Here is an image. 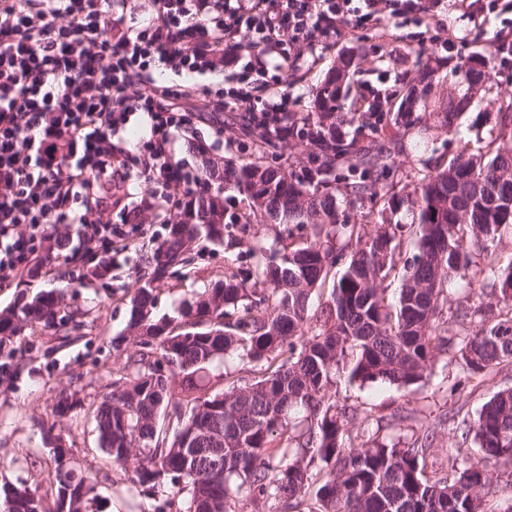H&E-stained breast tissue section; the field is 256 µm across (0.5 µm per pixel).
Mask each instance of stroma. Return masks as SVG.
Returning <instances> with one entry per match:
<instances>
[{"label": "stroma", "mask_w": 512, "mask_h": 512, "mask_svg": "<svg viewBox=\"0 0 512 512\" xmlns=\"http://www.w3.org/2000/svg\"><path fill=\"white\" fill-rule=\"evenodd\" d=\"M449 20L459 35L453 48H444L445 30L385 25L378 31L355 34H331L325 41L330 49L323 61L310 68L300 63L288 72L293 92L292 109L299 115L313 111L318 91L327 73L340 57L354 60L350 73L353 91L369 87L390 96L407 84L418 83L423 71L432 72L445 98L470 97L469 107L461 112L451 128L435 127L426 149L412 143L396 147L392 152L394 190L414 195L417 173L423 159H450L462 148L471 152L486 151L491 142L504 138L500 127L489 120L500 104L512 99V52L495 53L494 41L507 24L503 12L487 14L476 26L451 13ZM485 60V77L477 87H468L457 68L470 57ZM224 118V142L214 143L209 127L198 125L192 136L179 137L174 145L175 161L188 168L201 166L202 155L223 161L242 163L252 158L255 144L245 133L247 118L240 112H227ZM153 233L129 252L113 254L109 275L94 279L83 275L71 279L69 268L57 262L54 274L38 276L16 287L0 291V312L17 307L41 292L54 288L66 291L63 313L82 314L88 323L85 336L63 339L53 330L38 325L21 328L10 343L0 347V364L7 365L9 377L0 381V484L19 483L29 479L33 463L46 462L49 447L43 442L41 424L53 426L70 448L78 471L95 469L109 473V481L98 484L103 499L101 512H151L154 502L130 489L121 468L110 464L100 450L93 420V404L106 393L119 372L124 357L112 346L113 339L127 328L131 298L149 271L147 258L165 236L163 217L152 222ZM232 235H243L235 249L206 239L193 244V270L189 276L174 272L158 285L157 315L172 316L178 304L210 283L222 279L225 272L253 264V245L275 247V231L271 225L255 224L248 232L230 225ZM512 386V365H500L481 377L464 376L447 356H440L427 379L408 388L377 387L350 382L346 373H338L334 389L338 406L357 409L378 420V435L387 440L410 443L412 436L431 429L434 442L428 459L434 467L447 468L451 455L473 454V445L460 444L448 424L447 415L459 411L468 420H476L483 405L499 389ZM76 400L67 415H53L52 409L61 396ZM404 420L395 425L392 414Z\"/></svg>", "instance_id": "stroma-1"}]
</instances>
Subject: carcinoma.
<instances>
[{"label":"carcinoma","mask_w":512,"mask_h":512,"mask_svg":"<svg viewBox=\"0 0 512 512\" xmlns=\"http://www.w3.org/2000/svg\"><path fill=\"white\" fill-rule=\"evenodd\" d=\"M349 66L346 60L329 72L316 111L295 118L292 138L316 147L307 165L286 176L267 167L262 156L282 140L265 132L252 161L218 170L203 161L202 174L218 182L219 193L187 195L182 218L167 223L149 258L152 273L131 299L127 327L141 322L151 334L124 337L131 347L93 417L100 449L132 487L157 502L153 512H244L242 497L272 512L305 503L307 512H488L492 468L512 467V387L490 398L476 423L456 421L461 444L473 439L481 455L448 459L446 473L427 471L430 432L407 447L381 441L369 436V415L336 405L333 379L343 364L352 382L404 388L423 382L442 353L471 376L512 364V293L502 288L512 283V267L493 283L495 300L470 292L458 303L454 338H443L437 323L445 282L468 269L474 251L494 269L492 242L512 227V142L491 156L464 149L446 167L425 159L415 197L389 193L391 147L413 131L424 143L434 126L451 127L466 98L438 111L429 78L420 88L405 87L397 111H384L392 102L379 99L370 122L340 135L338 128L364 119L343 111ZM482 67L479 57L465 66L469 86L482 82ZM387 127L398 138L382 137ZM339 189L356 200L380 198L384 211L405 206L417 215L414 254L394 306L382 283L397 268L404 225L380 224L363 235L341 217ZM226 192L243 203L228 220ZM263 218L306 229L313 241L224 274L183 302L173 319L156 317L155 282L186 265L196 238L232 247L241 240L224 239L228 224L245 232ZM339 265L329 296L309 310L312 292ZM64 297L41 294L21 307L23 321L56 331L81 326L72 314L59 317ZM18 329L14 313H1L0 346ZM232 356L258 364L259 375L218 393L213 380L224 373L215 370ZM165 360L174 367L156 392L152 379ZM168 408L171 434L158 423ZM129 448L141 450L131 467ZM33 483L32 490L24 483L0 486L8 512H61L67 489V512H94L97 475L73 474L68 457L51 455L47 469L34 470Z\"/></svg>","instance_id":"carcinoma-1"}]
</instances>
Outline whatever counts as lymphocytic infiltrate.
Returning a JSON list of instances; mask_svg holds the SVG:
<instances>
[{
    "label": "lymphocytic infiltrate",
    "instance_id": "1",
    "mask_svg": "<svg viewBox=\"0 0 512 512\" xmlns=\"http://www.w3.org/2000/svg\"><path fill=\"white\" fill-rule=\"evenodd\" d=\"M443 4L475 23L512 9V0H0V289L52 270L60 224L78 239L70 263L131 250L150 229L157 188L203 183L174 162L177 135L199 122L223 142L222 107L288 115V91L259 110L256 95L270 72L315 56L320 36L403 19L435 25ZM158 63L172 80L163 91ZM214 76L229 85L220 107L199 85ZM139 122L149 136L129 144ZM289 129L270 127L283 138ZM135 177L155 192L133 199Z\"/></svg>",
    "mask_w": 512,
    "mask_h": 512
}]
</instances>
